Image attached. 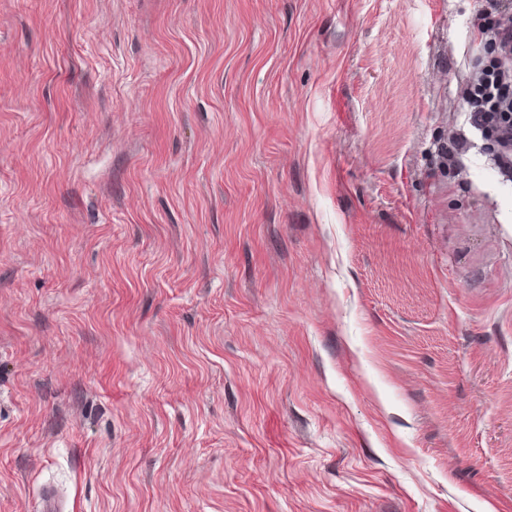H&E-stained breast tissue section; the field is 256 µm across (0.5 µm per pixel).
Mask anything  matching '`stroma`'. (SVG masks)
Masks as SVG:
<instances>
[{"label":"stroma","mask_w":512,"mask_h":512,"mask_svg":"<svg viewBox=\"0 0 512 512\" xmlns=\"http://www.w3.org/2000/svg\"><path fill=\"white\" fill-rule=\"evenodd\" d=\"M491 20L0 0V512H512Z\"/></svg>","instance_id":"1"}]
</instances>
